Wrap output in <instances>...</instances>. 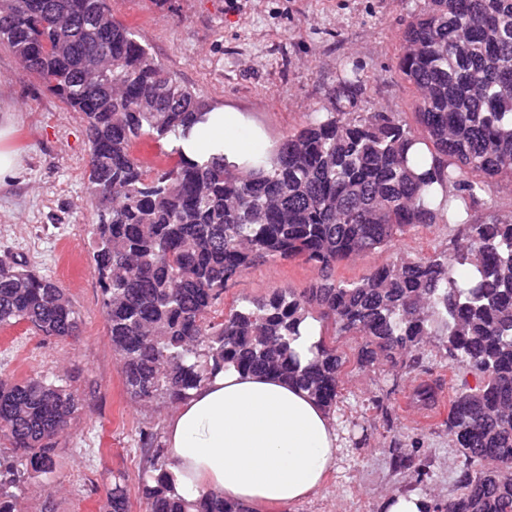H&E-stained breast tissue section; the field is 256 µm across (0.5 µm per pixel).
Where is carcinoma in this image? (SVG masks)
<instances>
[{
    "label": "carcinoma",
    "instance_id": "carcinoma-1",
    "mask_svg": "<svg viewBox=\"0 0 512 512\" xmlns=\"http://www.w3.org/2000/svg\"><path fill=\"white\" fill-rule=\"evenodd\" d=\"M0 44L85 123L91 261L133 402L180 403L233 368L278 373L331 413L345 358L330 337H362L363 366L410 368L433 342L481 383L457 391L448 415L459 491L423 512H512V211H490L495 185L512 180V0H424L406 21L396 67L416 94L420 132L399 112H317L272 164L247 172L176 148L160 169L135 154L210 106L112 18L107 0H0ZM106 64L108 90L94 77ZM364 93L346 72L337 98ZM415 144L429 155L410 157ZM430 224L448 227L444 247L336 281L338 263ZM297 257L322 279L217 313L224 288L250 267ZM308 318L321 330L303 364L293 344ZM20 322L75 340L80 317L56 280L0 259V326ZM435 396L425 381L413 392L421 406ZM81 408L56 378L0 377V512H21L28 479L56 471L55 448ZM138 443L143 512H247L212 494L183 497L159 433L143 429ZM395 465L426 475L412 453L398 452ZM125 481L112 476L107 512H129Z\"/></svg>",
    "mask_w": 512,
    "mask_h": 512
}]
</instances>
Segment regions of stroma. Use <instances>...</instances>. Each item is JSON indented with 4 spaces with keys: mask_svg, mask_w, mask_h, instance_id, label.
I'll return each mask as SVG.
<instances>
[{
    "mask_svg": "<svg viewBox=\"0 0 512 512\" xmlns=\"http://www.w3.org/2000/svg\"><path fill=\"white\" fill-rule=\"evenodd\" d=\"M423 0H109L113 17L180 82L214 107L249 115L279 144L311 113L336 106L345 69L357 67L366 92L359 112H398L413 123L415 94L396 69L402 31ZM0 102L14 106L13 146L22 168L0 184V258L26 262L68 289L80 311L77 340L58 341L21 322L0 328V373L21 380L38 372L63 379L83 398L57 450L54 475L32 480L23 512H104L112 474H126L129 512H142L140 429H165L174 408L137 405L124 385L107 336L91 257L93 207L85 190L89 144L80 114L65 111L19 59L0 44ZM442 225L418 226L392 247L342 261L335 277L360 279L396 254L429 253L444 244ZM319 277L299 258L260 262L229 283L225 306L275 289L308 287ZM361 337L339 335L347 363L333 417L340 449L324 487L289 506L255 512H383L385 498L418 494L447 499L461 473L447 418L419 422L413 390L426 381L438 398L475 386V374L449 364L427 345L415 368L381 369L357 362ZM419 455L424 480L393 466L397 449Z\"/></svg>",
    "mask_w": 512,
    "mask_h": 512,
    "instance_id": "35a3bbf8",
    "label": "stroma"
}]
</instances>
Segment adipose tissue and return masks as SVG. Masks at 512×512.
<instances>
[{
  "mask_svg": "<svg viewBox=\"0 0 512 512\" xmlns=\"http://www.w3.org/2000/svg\"><path fill=\"white\" fill-rule=\"evenodd\" d=\"M244 125L242 113L214 108L176 145L189 159L221 155L247 171L258 154L241 141ZM165 447L167 470L186 497L287 506L322 488L338 436L335 420L307 391L271 374L229 370L180 403Z\"/></svg>",
  "mask_w": 512,
  "mask_h": 512,
  "instance_id": "obj_1",
  "label": "adipose tissue"
}]
</instances>
